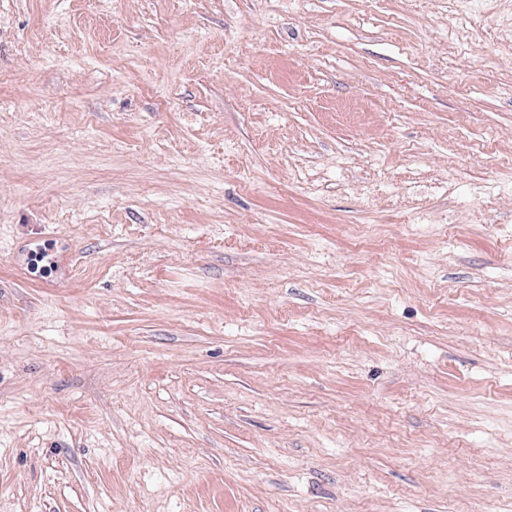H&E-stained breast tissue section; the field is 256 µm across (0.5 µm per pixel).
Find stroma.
<instances>
[{
	"mask_svg": "<svg viewBox=\"0 0 512 512\" xmlns=\"http://www.w3.org/2000/svg\"><path fill=\"white\" fill-rule=\"evenodd\" d=\"M0 512H512V0H0Z\"/></svg>",
	"mask_w": 512,
	"mask_h": 512,
	"instance_id": "1",
	"label": "stroma"
}]
</instances>
